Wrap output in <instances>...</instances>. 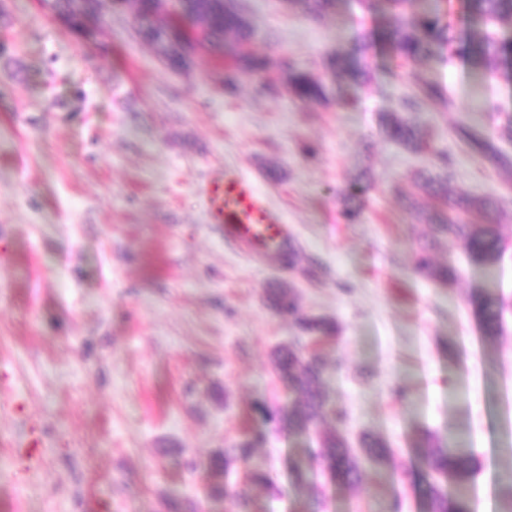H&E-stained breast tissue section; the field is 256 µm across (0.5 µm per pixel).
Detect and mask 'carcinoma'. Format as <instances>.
Masks as SVG:
<instances>
[{
    "instance_id": "obj_1",
    "label": "carcinoma",
    "mask_w": 512,
    "mask_h": 512,
    "mask_svg": "<svg viewBox=\"0 0 512 512\" xmlns=\"http://www.w3.org/2000/svg\"><path fill=\"white\" fill-rule=\"evenodd\" d=\"M306 12L316 19L326 16L334 0H297ZM407 0H367V8L373 12L384 9L388 5L393 12L390 15L388 46L394 57L409 63L422 57L435 56L443 49L448 54L455 53L453 44L455 37L451 34V26L444 21L440 9V0H434V6L422 14H412L405 10ZM469 11L481 17L485 23L504 20L512 17V0H467ZM53 8L74 26L82 25V15L77 9L75 0H53ZM210 13V21L206 29L199 32L195 40L190 42L193 47H202L213 38L227 37L226 53L235 59L236 69L224 76V90L231 93L235 90L237 76L247 73L251 76L267 72L278 64L286 66V61L277 62L268 57L244 55L239 51V44L250 38L252 30L242 14L230 3L219 7L205 0H182L181 13L191 17L201 12ZM472 57L477 65L502 68L509 76L512 75V39L498 38L490 32L476 34L471 37ZM374 46L372 36H362L358 47L361 60L348 63L338 59L333 67L351 79L357 78L367 68V59ZM288 67V66H286ZM288 91L300 99L322 101L325 99L321 83L305 72L288 67ZM441 97V89L436 85L425 84L419 93L402 101L405 114H390L386 118L385 131L395 142L413 151L424 148L425 141L420 128L413 117L425 101H433ZM456 137L471 152L478 154L497 166L512 167V159L500 154L486 139L474 131L460 127L455 131ZM455 165V158L446 152L435 153V171L422 173L418 177V185L427 194L448 201L446 213H419L417 219L429 225L430 238L421 245L416 259V272L426 278L451 283L455 279L453 270L448 266L433 263L431 250L434 243L446 237L461 243L469 256L476 262L486 265L499 260L505 250V242L495 224H468L462 215L473 210L492 212L497 208V200L491 197L475 198L467 195H456L449 186L450 170ZM363 188L359 182L352 183L343 196L340 216L348 223H354L361 216L359 194ZM265 301L276 312L292 318L306 332L319 336H332L336 326L324 319L306 318L302 315L295 297L283 288L265 289ZM475 313L479 318L483 335L495 338L501 330L502 306L500 302L489 296L476 297ZM275 368L287 383L288 389L296 397L295 407L282 413L264 404L254 405V410L268 422L282 425L290 432H304L317 421L330 420L339 426L346 419L345 410L329 402L322 389V375L325 365L318 354L303 356L292 347H281L275 353ZM253 440L246 439L230 448L224 449V455L211 459L210 467L214 470L228 472L239 466L245 473L247 485H271L270 477L263 471L250 465ZM365 453L375 462L383 461L388 455L385 442L378 438H370L363 443ZM317 464L325 477L347 486H354L361 479L356 459L349 453L338 431L325 436L320 448L314 453ZM427 467L433 482L429 484L431 512H470L467 488L473 474L471 458L457 448L444 446L437 441L427 457ZM447 476L453 482L454 490L446 491L441 486V478ZM224 496L233 504L234 512H251L249 492L235 485H224Z\"/></svg>"
}]
</instances>
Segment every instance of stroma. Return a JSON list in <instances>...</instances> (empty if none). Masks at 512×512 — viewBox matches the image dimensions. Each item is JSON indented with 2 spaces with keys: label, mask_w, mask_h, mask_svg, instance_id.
Masks as SVG:
<instances>
[{
  "label": "stroma",
  "mask_w": 512,
  "mask_h": 512,
  "mask_svg": "<svg viewBox=\"0 0 512 512\" xmlns=\"http://www.w3.org/2000/svg\"><path fill=\"white\" fill-rule=\"evenodd\" d=\"M255 31L245 54L283 56L319 80L325 100L286 90L281 71L221 80L224 50L207 48L181 71L133 6L99 0L87 40L40 0H0V512H232L209 461L260 435L252 467L272 484L252 512H303L309 485L293 467L331 426L301 434L264 422L262 402L290 409L274 351L293 345L327 364L323 388L347 411L340 433L362 478L325 487L327 512H430L426 454L439 438L470 451L473 512H512V170L470 154L455 136L472 127L512 157V78L470 63L462 38L483 29L466 0H447L452 60L398 66L385 44L389 17L362 0H335L325 22L298 0H235ZM376 47L368 75L337 77L330 58ZM443 88L425 103L432 149L385 139L381 119L419 86ZM456 159L451 184L491 196L473 212L506 241L492 265L440 239L443 284L413 271L429 227L417 211L442 209L415 186L433 154ZM239 170L283 215L292 238L279 252L224 240L195 185L210 168ZM368 172L357 223L339 214L351 179ZM290 289L303 313L335 321L313 341L264 301ZM503 306L499 336L485 339L472 300ZM403 387L406 398L394 390ZM41 459L14 451L29 436ZM388 443L386 461L362 450Z\"/></svg>",
  "instance_id": "1"
}]
</instances>
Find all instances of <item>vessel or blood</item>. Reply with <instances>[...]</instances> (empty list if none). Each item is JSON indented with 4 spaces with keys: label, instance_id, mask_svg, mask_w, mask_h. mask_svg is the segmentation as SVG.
Instances as JSON below:
<instances>
[{
    "label": "vessel or blood",
    "instance_id": "1",
    "mask_svg": "<svg viewBox=\"0 0 512 512\" xmlns=\"http://www.w3.org/2000/svg\"><path fill=\"white\" fill-rule=\"evenodd\" d=\"M197 187L205 199L210 224L224 236L259 248L287 247L286 221L247 175L211 169Z\"/></svg>",
    "mask_w": 512,
    "mask_h": 512
}]
</instances>
